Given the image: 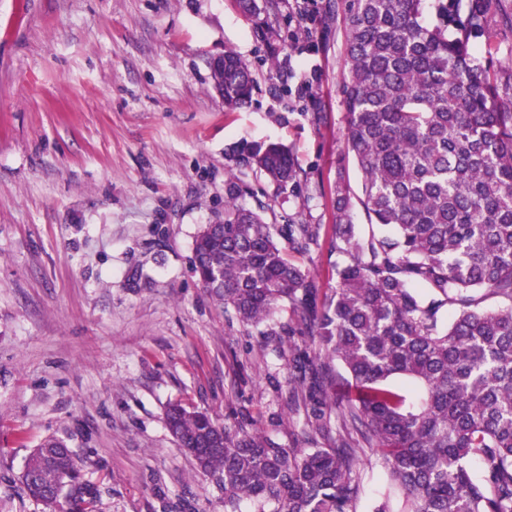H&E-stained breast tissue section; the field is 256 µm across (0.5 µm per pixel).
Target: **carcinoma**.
Here are the masks:
<instances>
[{
	"label": "carcinoma",
	"mask_w": 512,
	"mask_h": 512,
	"mask_svg": "<svg viewBox=\"0 0 512 512\" xmlns=\"http://www.w3.org/2000/svg\"><path fill=\"white\" fill-rule=\"evenodd\" d=\"M336 0L325 18L345 32V152L336 161L330 246L344 257L322 291L287 250L308 254L321 225L269 224L225 184L224 223L197 234L192 270L265 346L288 344L278 384L305 407L301 436L278 442L235 418L173 404L167 425L196 471L224 492V512H358L360 470L388 489L374 512H512V67L475 53L512 29L498 0ZM267 41H295L283 0H240ZM274 22H269L268 18ZM224 107L252 101L257 79L224 53L211 68ZM235 165L280 190L300 181L280 143L239 142ZM361 175V193L347 165ZM375 227L364 236L355 206ZM493 299L494 308L483 303ZM287 303L295 319L270 320ZM451 308L449 318L441 309ZM341 370H336V367ZM402 377L423 397L391 386ZM357 396L342 398L339 381ZM83 460L55 439L27 457L21 490L63 512H94Z\"/></svg>",
	"instance_id": "carcinoma-1"
}]
</instances>
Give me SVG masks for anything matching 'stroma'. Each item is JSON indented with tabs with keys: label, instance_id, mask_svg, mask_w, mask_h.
Segmentation results:
<instances>
[{
	"label": "stroma",
	"instance_id": "stroma-1",
	"mask_svg": "<svg viewBox=\"0 0 512 512\" xmlns=\"http://www.w3.org/2000/svg\"><path fill=\"white\" fill-rule=\"evenodd\" d=\"M228 51L258 83L235 110L208 65ZM344 65L343 28L302 24L272 56L236 0H0V512H46L20 477L49 437L84 460L95 512H224L166 426L172 403L298 431L277 389L287 352L229 324L193 244L233 175L268 222L320 225L291 259L335 283ZM313 101L318 127L300 112ZM243 140L289 147L300 192L236 167Z\"/></svg>",
	"mask_w": 512,
	"mask_h": 512
}]
</instances>
